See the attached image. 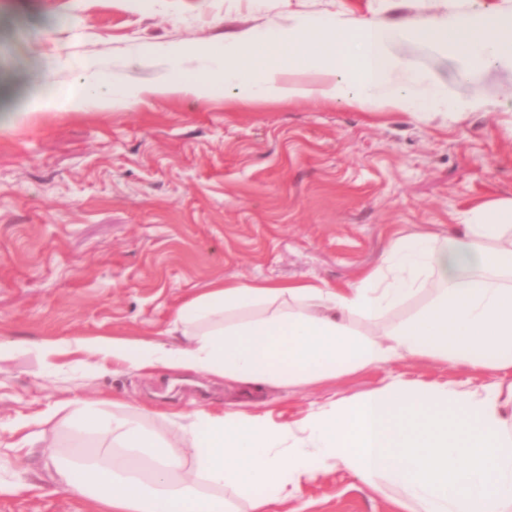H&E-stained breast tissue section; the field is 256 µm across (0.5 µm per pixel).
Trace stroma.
I'll return each mask as SVG.
<instances>
[{
	"label": "stroma",
	"instance_id": "35a3bbf8",
	"mask_svg": "<svg viewBox=\"0 0 512 512\" xmlns=\"http://www.w3.org/2000/svg\"><path fill=\"white\" fill-rule=\"evenodd\" d=\"M512 18V0H0V512H96L56 469L76 448L110 439L72 428L62 404L108 401V413L169 431L172 412L206 405L299 421L332 401L399 379L467 392L512 391V370L474 371L408 355L288 388L101 364L83 341H168L174 310L222 281L356 283L392 239L444 242L482 204L512 199V66L462 79L460 59L420 36L396 42L399 83L478 97L461 116L362 110L327 99L147 96L125 107L39 111L49 89L95 62L134 84L162 76L141 63L154 44H220L301 19L352 25ZM434 279L383 319L348 320L364 336L434 298ZM344 469L304 486L278 512H403Z\"/></svg>",
	"mask_w": 512,
	"mask_h": 512
}]
</instances>
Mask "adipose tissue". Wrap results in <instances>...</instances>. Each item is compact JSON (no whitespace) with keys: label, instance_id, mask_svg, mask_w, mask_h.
Wrapping results in <instances>:
<instances>
[{"label":"adipose tissue","instance_id":"obj_1","mask_svg":"<svg viewBox=\"0 0 512 512\" xmlns=\"http://www.w3.org/2000/svg\"><path fill=\"white\" fill-rule=\"evenodd\" d=\"M410 35L436 37L469 71L512 63V22L493 13L396 26L369 19L350 28L303 22L285 35L270 31L220 47L154 46L143 59L165 62L173 72L189 54L207 61L192 78L155 84L156 94L202 97L221 83L253 97H317L371 110L400 66L391 45ZM289 70L311 71L319 80L285 81ZM141 93L91 64L73 88L47 92L35 107L62 109L92 99L107 108ZM427 272L438 281L434 302L382 337L361 336L344 324L347 316L378 321L416 293ZM284 298L297 310L279 308ZM255 308L262 316L241 319V312ZM170 331L181 343L103 339L86 349L140 371H189L273 386L380 368L405 354L470 369H512V200L475 208L442 246L424 237L394 239L377 268L343 288L215 284L174 311ZM506 404L495 386L470 394L395 380L358 399L331 402L297 429L243 409L176 413L166 440L137 421L76 407L71 424L114 435L116 448L102 458L77 450L58 469L57 481L71 496L95 502L98 512H234L223 494L228 486L250 498L253 512H274L303 484L341 467L376 492L401 490L405 512H502L512 503Z\"/></svg>","mask_w":512,"mask_h":512}]
</instances>
